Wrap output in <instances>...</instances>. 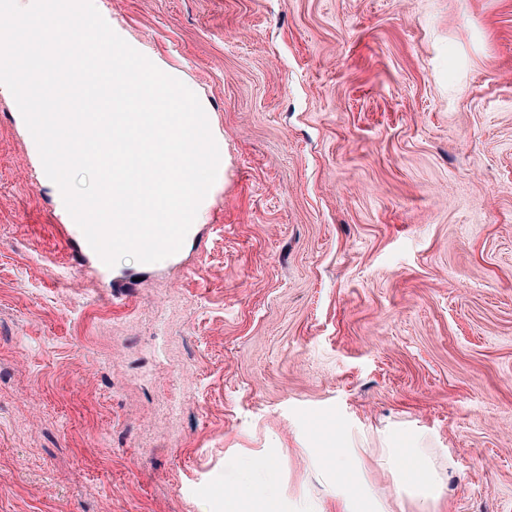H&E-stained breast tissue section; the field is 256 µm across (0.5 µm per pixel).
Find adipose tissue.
Wrapping results in <instances>:
<instances>
[{
    "label": "adipose tissue",
    "instance_id": "adipose-tissue-1",
    "mask_svg": "<svg viewBox=\"0 0 512 512\" xmlns=\"http://www.w3.org/2000/svg\"><path fill=\"white\" fill-rule=\"evenodd\" d=\"M336 465L321 468L320 480L334 512H389L387 501L373 488L367 461L391 475L398 495L427 506L437 501L446 479L444 467L436 463L431 449L392 448L370 450L339 448Z\"/></svg>",
    "mask_w": 512,
    "mask_h": 512
}]
</instances>
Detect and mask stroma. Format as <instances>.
I'll list each match as a JSON object with an SVG mask.
<instances>
[{
  "instance_id": "obj_1",
  "label": "stroma",
  "mask_w": 512,
  "mask_h": 512,
  "mask_svg": "<svg viewBox=\"0 0 512 512\" xmlns=\"http://www.w3.org/2000/svg\"><path fill=\"white\" fill-rule=\"evenodd\" d=\"M95 6L222 177L176 254L98 268L0 85V512H297L312 449L419 434L429 512H512V0Z\"/></svg>"
}]
</instances>
